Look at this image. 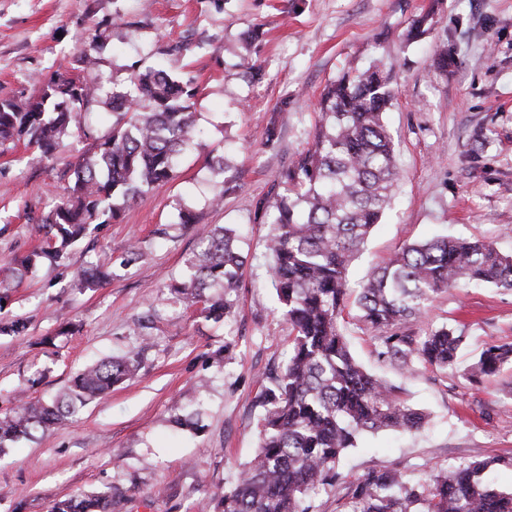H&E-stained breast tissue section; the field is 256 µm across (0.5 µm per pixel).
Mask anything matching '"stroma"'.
I'll list each match as a JSON object with an SVG mask.
<instances>
[{
	"label": "stroma",
	"mask_w": 512,
	"mask_h": 512,
	"mask_svg": "<svg viewBox=\"0 0 512 512\" xmlns=\"http://www.w3.org/2000/svg\"><path fill=\"white\" fill-rule=\"evenodd\" d=\"M432 28L404 36L420 16ZM448 44V71L434 64ZM98 59L75 68L80 49ZM251 57L261 80L246 77ZM155 65L195 89L197 135L176 176L92 226L59 263L27 273L1 318L27 324L0 336V415L19 395L48 399L84 366L137 356L135 376L65 425L0 454V512H51L55 501L113 489L112 512H221L218 497L259 443L261 392L288 359L292 329L266 285V224L256 203L303 150L325 86L379 64L398 97L386 114L401 179L381 224L348 270L349 287L402 245L439 235L493 242L512 255V0H0V99L18 105L59 73L98 86L79 129L37 165L20 142L0 144V263L40 250L37 224L73 180L75 163L112 129L107 101L134 64ZM292 102L279 111L282 99ZM276 120L278 136L264 130ZM493 143L474 146L486 131ZM226 159V170L213 168ZM223 194L221 206L212 199ZM196 215L181 223V207ZM239 227L247 262L232 315L209 318L170 284L182 279L204 232ZM138 258L127 261L129 249ZM110 279L82 287L83 269ZM462 332L459 363L489 343H512V290L470 283L439 293L411 329ZM343 332L357 360L429 418L413 434H365L341 479L310 512H346L348 485L374 469L413 479L491 457H512V369L482 383L423 364L378 358L355 307ZM193 414L195 428L176 421Z\"/></svg>",
	"instance_id": "35a3bbf8"
}]
</instances>
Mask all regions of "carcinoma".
Instances as JSON below:
<instances>
[{"label": "carcinoma", "mask_w": 512, "mask_h": 512, "mask_svg": "<svg viewBox=\"0 0 512 512\" xmlns=\"http://www.w3.org/2000/svg\"><path fill=\"white\" fill-rule=\"evenodd\" d=\"M194 94L154 65L137 67L130 88H112V111L126 122H115L77 162L69 196L38 225L46 246L3 269L0 300L37 259L60 261L100 217L118 218L173 179L180 156L194 142ZM97 96L94 86L58 74L23 106L0 100V143L23 140L47 160L76 123L80 106ZM395 97L391 78L376 67L338 76L322 94L308 148L278 175L279 191L256 204L255 221L272 226L268 283L294 336L283 372L262 392L258 447L224 491L222 512H308V497L336 481L342 457L362 433H412L426 422L423 411L356 361L341 325L347 268L400 180L397 145L383 119ZM244 263L236 231L220 225L206 233L204 247L189 262L190 276L174 291L226 318ZM463 282L511 290L512 255L484 240L443 237L406 244L375 268L355 304L374 332L378 356L406 367L418 360L440 371L456 369L462 333L443 327L416 336L407 324L439 292ZM511 364L512 343H490L463 376L480 381ZM137 367L133 356L100 360L52 398L26 401L18 412L0 416V453L63 423ZM499 465L512 467V459L440 469L425 483L397 470H373L350 483L348 512H512V488L483 480ZM114 498L108 491L59 499L51 512H112Z\"/></svg>", "instance_id": "cac0c4a2"}]
</instances>
